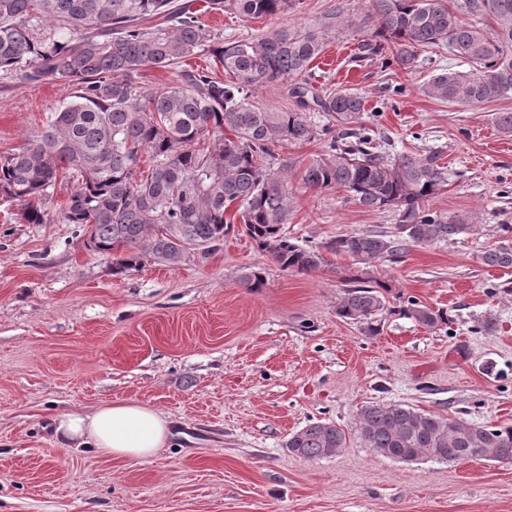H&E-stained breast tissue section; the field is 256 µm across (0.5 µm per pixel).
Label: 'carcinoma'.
I'll return each instance as SVG.
<instances>
[{"label":"carcinoma","instance_id":"cac0c4a2","mask_svg":"<svg viewBox=\"0 0 512 512\" xmlns=\"http://www.w3.org/2000/svg\"><path fill=\"white\" fill-rule=\"evenodd\" d=\"M295 0H0V74L29 84L51 81L69 90V101L48 117L34 143L0 157V194L19 202L27 224L49 221L46 209L57 183L72 187L63 210L68 224L88 232L95 251L116 256L112 274L148 261L174 267L207 258L237 223L283 271L309 273L323 252L350 256L359 267L336 302V315L378 333L375 316L386 308L389 285L368 268L406 244L446 242L473 231L466 214L444 220L427 202L448 185L440 156L389 159L363 128L362 98L334 91L319 95L309 82L311 63L324 47V31L279 24L251 40L213 44L205 13L245 20H277ZM362 22L373 26L365 44L381 66H415L419 50L448 46L475 67L431 77L429 96L468 106L512 95V0H370ZM47 27L50 35L34 31ZM208 48L231 79L209 70L182 69L168 84L145 89L140 74L170 69ZM287 81L295 108L274 110L249 101L264 83ZM336 119L330 154L308 164L303 184L313 190L342 187L372 210L396 213L398 237L381 232L338 236L322 248L303 247L284 232L293 204L286 179L268 159L279 147L312 142L329 133L311 113ZM229 131L232 137L224 132ZM147 151V176L135 173ZM491 267L512 268V244L480 255ZM398 314L434 327L448 317L409 297ZM356 431L376 455L413 462L476 458L512 461V426L468 424L419 412L402 403L361 409ZM346 442L345 430L317 420L288 437L300 457L325 458Z\"/></svg>","mask_w":512,"mask_h":512}]
</instances>
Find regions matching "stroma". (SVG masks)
<instances>
[{
    "label": "stroma",
    "mask_w": 512,
    "mask_h": 512,
    "mask_svg": "<svg viewBox=\"0 0 512 512\" xmlns=\"http://www.w3.org/2000/svg\"><path fill=\"white\" fill-rule=\"evenodd\" d=\"M368 0H300L282 23L318 27L342 18L312 64L316 93L364 101L360 123L390 157L439 152L448 184L437 215L478 214L473 232L406 246L375 261L389 284L380 331L336 315L354 261L326 254L309 273L281 270L232 224L208 259L146 263L116 277L62 218L70 189L56 186L49 223L27 224L0 198V512H512V461L420 460L374 454L355 422L363 406L404 403L469 424L512 425V268L479 256L512 225V133L496 123L512 96L468 107L427 95L432 74L460 69L447 47L410 70L362 58ZM216 41L251 40L268 22L205 17ZM68 100L62 86L0 77V156L39 136ZM327 140L278 149L300 245L361 231L397 232L393 211H373L340 188H306L303 169ZM262 272V288L243 272ZM443 309L432 328L395 314L408 297ZM492 329H480L484 316ZM108 400L144 403L171 423L152 458L115 461L63 445L56 418ZM344 429L331 457L288 451L316 420Z\"/></svg>",
    "instance_id": "35a3bbf8"
}]
</instances>
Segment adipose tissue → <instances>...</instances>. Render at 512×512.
I'll return each instance as SVG.
<instances>
[{
  "instance_id": "obj_1",
  "label": "adipose tissue",
  "mask_w": 512,
  "mask_h": 512,
  "mask_svg": "<svg viewBox=\"0 0 512 512\" xmlns=\"http://www.w3.org/2000/svg\"><path fill=\"white\" fill-rule=\"evenodd\" d=\"M56 433L64 443L136 462L154 456L171 436L170 422L162 412L124 400L104 402L90 413L61 414Z\"/></svg>"
}]
</instances>
